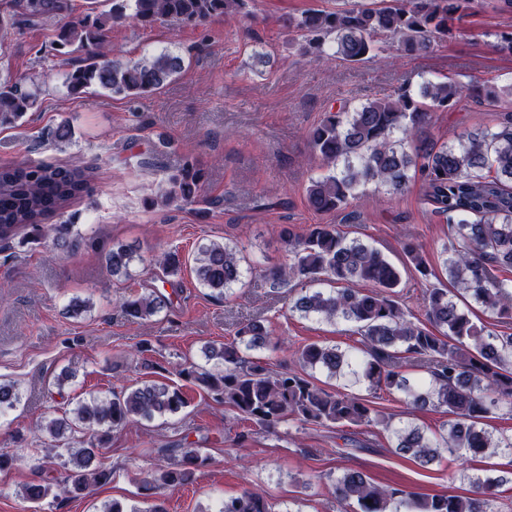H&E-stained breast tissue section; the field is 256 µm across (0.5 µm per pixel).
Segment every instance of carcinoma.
<instances>
[{
    "instance_id": "1",
    "label": "carcinoma",
    "mask_w": 512,
    "mask_h": 512,
    "mask_svg": "<svg viewBox=\"0 0 512 512\" xmlns=\"http://www.w3.org/2000/svg\"><path fill=\"white\" fill-rule=\"evenodd\" d=\"M88 0L77 22L68 20L72 0H10L0 5V49L18 26L17 15L35 24L57 21L51 41L53 56L68 65L67 94L101 90L137 100L161 89L188 66L185 56L169 50L137 59L112 55V27L128 21L147 28L198 25L209 19L246 11L250 0ZM483 7V0H379L372 7L314 10L289 20L299 32L305 53L317 60L339 58L362 63L387 40L409 55L428 53L456 37ZM49 73L40 77H0V126H14L35 109ZM498 103L512 98V84L464 85L451 78L423 81L352 107L346 101L330 107L310 134L313 154L324 173L310 180L307 206L318 213H341L369 184L391 193L404 191L412 179L422 181L424 200L448 224L441 246L443 267L456 290L469 295L500 322L512 320V282L500 278L512 269V113L493 127L478 128L466 140L438 144L425 136L433 113L456 108L462 98ZM93 172L80 167L45 163L0 165V242L19 235L35 242L53 235V245L68 254L81 245L69 224H50L73 200L88 193ZM204 173L184 161L157 195L164 205L197 202ZM288 260L264 269L273 286L292 282L327 281L330 289L309 288L293 299L291 309L304 317L353 326L359 345L312 342L298 351L301 370H272L249 360L245 353L276 349L265 320L240 325L232 341L211 344L204 357L211 366L189 362L178 375L203 389L214 401L260 431H273L288 419L316 426L351 425L366 433L381 427L394 453L422 467L447 453L472 459L487 454L512 456V434L496 435L482 426L491 414L512 416V336H499L474 322L469 312L448 297L437 281L423 297L429 325L411 320L397 300L401 269L380 250L359 239H347L334 224H312L303 233L282 229ZM406 261L421 278L437 277L420 245L403 244ZM137 249L117 243L105 254L114 276H128ZM165 276L181 275L177 251L159 259ZM192 271L209 296L221 301L242 282V257L236 246L209 241L197 248ZM368 283L365 291L358 284ZM170 301L152 292L124 300L122 311L146 321L168 310ZM145 339L136 349L135 368L143 378L109 397L90 396L67 414L53 418L45 429L65 448L41 458L44 478L27 485L22 497L37 504L62 481L76 496L112 482V470L95 464L111 434L130 423L176 414L188 405L182 388L150 379L160 366ZM359 387L367 394L325 388L315 373ZM395 391L413 406L431 404L452 416L438 432L427 434L412 423L399 425L381 418L369 395ZM21 401L18 388L0 382V413ZM168 460L143 481L142 495L193 481L210 456L203 448L174 444L157 449ZM468 482L469 495H420L380 486L361 470L345 469L336 476V502L342 512H490L500 488L512 484V469L485 474L448 471V481ZM372 503H367V500ZM101 512H164L153 503L141 510L120 500ZM219 512H273L262 496L243 491L224 501Z\"/></svg>"
}]
</instances>
